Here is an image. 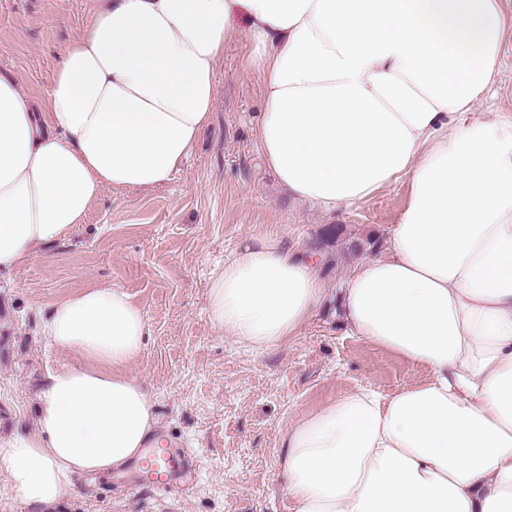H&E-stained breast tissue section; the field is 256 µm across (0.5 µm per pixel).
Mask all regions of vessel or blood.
I'll return each instance as SVG.
<instances>
[{"label": "vessel or blood", "mask_w": 512, "mask_h": 512, "mask_svg": "<svg viewBox=\"0 0 512 512\" xmlns=\"http://www.w3.org/2000/svg\"><path fill=\"white\" fill-rule=\"evenodd\" d=\"M136 477L141 485L177 493L191 481L192 463L188 456L174 449L162 446L151 448L139 460Z\"/></svg>", "instance_id": "b4317fda"}]
</instances>
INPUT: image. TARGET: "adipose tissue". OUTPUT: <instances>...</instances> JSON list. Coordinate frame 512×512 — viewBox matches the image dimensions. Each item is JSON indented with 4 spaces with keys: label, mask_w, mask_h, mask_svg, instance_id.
<instances>
[{
    "label": "adipose tissue",
    "mask_w": 512,
    "mask_h": 512,
    "mask_svg": "<svg viewBox=\"0 0 512 512\" xmlns=\"http://www.w3.org/2000/svg\"><path fill=\"white\" fill-rule=\"evenodd\" d=\"M43 103L0 76V270L82 223L105 188L154 189L212 119L216 65L247 31L259 151L295 199L333 211L397 182L388 255L341 299L351 334L427 369L360 388L282 436L294 512H512V115L472 119L512 15L501 0H102ZM324 291L276 238L212 280V325L258 349L296 335ZM143 309L116 287L56 302L41 332L81 366L48 371L38 432L0 442L16 498L50 508L76 476L143 454L157 421L124 368Z\"/></svg>",
    "instance_id": "ef3b65f1"
}]
</instances>
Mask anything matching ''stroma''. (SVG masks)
Segmentation results:
<instances>
[{
  "label": "stroma",
  "mask_w": 512,
  "mask_h": 512,
  "mask_svg": "<svg viewBox=\"0 0 512 512\" xmlns=\"http://www.w3.org/2000/svg\"><path fill=\"white\" fill-rule=\"evenodd\" d=\"M98 0H0V73L23 96L44 98L69 45L93 21ZM254 44L238 33L217 64L213 121L165 186L108 188L83 223L29 262L0 271V437L36 434L38 393L48 369L76 364L51 346L41 324L53 305L92 286L123 289L148 319L141 354L126 369L146 388L170 447L196 461L185 492L131 490L120 471L76 478L51 512H293L278 467L281 436L305 413L358 388L392 395L426 369L352 335L337 296L357 264L387 254L407 203L404 183L326 211L288 196L265 167L254 131L262 79L248 67ZM477 117L512 114V39ZM340 225L318 273L320 312L279 347L260 350L217 331L208 293L226 260L260 236L303 256L323 229ZM368 241L363 251L348 242Z\"/></svg>",
  "instance_id": "stroma-1"
}]
</instances>
